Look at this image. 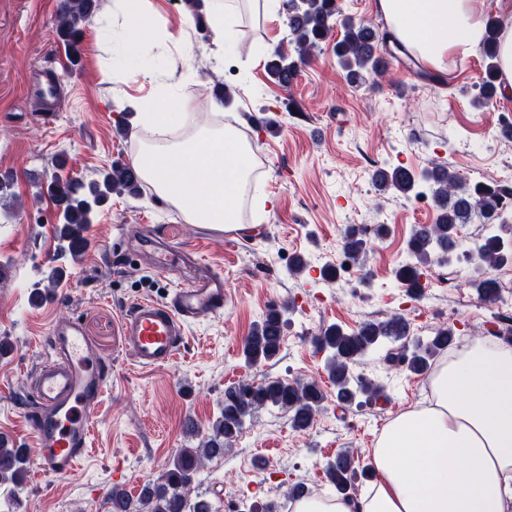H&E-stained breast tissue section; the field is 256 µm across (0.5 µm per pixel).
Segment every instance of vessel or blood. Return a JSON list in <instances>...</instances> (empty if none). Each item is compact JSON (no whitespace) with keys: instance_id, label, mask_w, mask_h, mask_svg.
Returning <instances> with one entry per match:
<instances>
[{"instance_id":"1","label":"vessel or blood","mask_w":512,"mask_h":512,"mask_svg":"<svg viewBox=\"0 0 512 512\" xmlns=\"http://www.w3.org/2000/svg\"><path fill=\"white\" fill-rule=\"evenodd\" d=\"M189 265L193 275L173 288L169 299L140 301L121 316L124 352L136 365H169L183 345L186 324L223 309V272L197 257ZM48 335L49 354L30 376V427L39 471L64 478L88 452L91 410L112 368L89 345L78 319L53 322Z\"/></svg>"}]
</instances>
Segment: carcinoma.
Returning a JSON list of instances; mask_svg holds the SVG:
<instances>
[{
  "label": "carcinoma",
  "instance_id": "1",
  "mask_svg": "<svg viewBox=\"0 0 512 512\" xmlns=\"http://www.w3.org/2000/svg\"><path fill=\"white\" fill-rule=\"evenodd\" d=\"M287 45L279 47L267 62L271 79L288 89L312 52L339 27L343 34L333 47L336 64L348 85L360 87L366 76L373 81L389 72L387 57L379 45L389 36L366 20H355L344 14L339 0H286ZM96 0H60L57 12V33L60 39L77 42L83 25L96 10ZM501 22L487 21V36L483 46L484 70L471 104L485 108L493 103L500 91L497 59V37ZM380 190L392 191L405 197H427L437 211L432 224L418 225L407 241L409 261L399 264L394 278L405 291L420 290L421 273L434 267L457 264L460 247L467 251V261L473 270L469 286L484 301L499 297V283L492 271L512 262V216L505 210L503 199L512 195V187L504 181L467 183L445 164L432 161L419 172L404 171L398 166L380 169L374 174ZM144 183L130 165L116 163L107 170L101 181L81 193L70 179L55 178L48 193L62 212L59 236L67 242L72 257L80 255L75 233L92 224L94 206L104 202L114 192L141 193ZM478 218L485 224V233L470 240L462 235V227ZM367 242L349 228L343 237L344 256L355 265L366 260ZM286 309L273 307L247 336L243 345L245 363L258 366L274 358L281 347L287 320ZM455 342L452 327H436L427 336L410 334V324L401 314L394 313L381 320L363 324L359 329L346 331L338 325L320 329L315 336L319 351L326 354L324 369L336 388V401L342 405L377 402L388 399L385 385L356 371L371 353L382 355L391 367L403 368L413 374L428 371L436 358ZM323 393L315 380L290 381L277 379L258 384L244 382L224 392L220 417L212 433L196 448H183L163 475L160 484L145 486L133 504L120 489L112 490V512H212L208 502L192 498L193 481L205 462L224 454L232 446L244 426L245 418L267 407H278L290 414L297 431L309 429L322 411ZM367 468L356 465L354 454L348 450L336 454L327 464L326 473L336 493L353 496L358 480ZM27 456L22 448L7 444L0 438V482L20 487L26 478Z\"/></svg>",
  "mask_w": 512,
  "mask_h": 512
}]
</instances>
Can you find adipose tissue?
Masks as SVG:
<instances>
[{
  "mask_svg": "<svg viewBox=\"0 0 512 512\" xmlns=\"http://www.w3.org/2000/svg\"><path fill=\"white\" fill-rule=\"evenodd\" d=\"M215 42L234 34L244 9L275 16L277 0H205ZM394 41L422 67L450 71L481 45L476 0H377ZM149 128L186 129L182 140L146 146L136 163L159 197L191 222L235 227L251 178L250 146L232 126L196 122L195 105L169 84L141 106ZM427 405L391 420L369 452L373 484L357 495L311 496L293 512H512V344L466 341L430 376Z\"/></svg>",
  "mask_w": 512,
  "mask_h": 512,
  "instance_id": "1",
  "label": "adipose tissue"
}]
</instances>
